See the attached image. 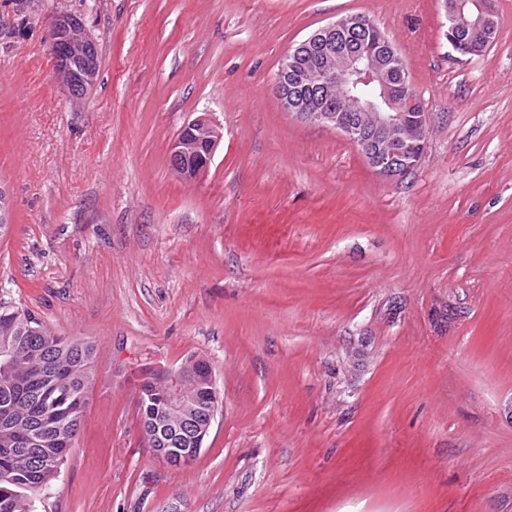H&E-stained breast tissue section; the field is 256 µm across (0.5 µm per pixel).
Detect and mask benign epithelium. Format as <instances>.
I'll return each mask as SVG.
<instances>
[{
	"label": "benign epithelium",
	"mask_w": 512,
	"mask_h": 512,
	"mask_svg": "<svg viewBox=\"0 0 512 512\" xmlns=\"http://www.w3.org/2000/svg\"><path fill=\"white\" fill-rule=\"evenodd\" d=\"M475 25L481 34L476 42L457 33L448 32V45L462 55H480L499 39V15L494 0H475ZM365 27L356 15L331 22L301 42L282 59L275 80V90L284 111L298 119L337 130L360 151L369 166L380 176L398 179L420 163L426 141H415L410 134V119L416 128L426 132L427 112L415 114L407 109L421 104L409 78L406 63L392 38H384L379 47L364 50L331 51L315 62L300 61L297 51L323 41L336 45ZM53 31L59 45L55 77L65 89L70 101L84 102L94 87L99 68L96 41L86 32L82 21L68 11L57 12ZM304 77L303 88L310 98L319 102L309 107L300 93L288 90V78L296 73ZM339 89L353 101L357 113L344 119L332 107L325 105L329 93ZM221 133L206 117H197L183 125L168 149L171 168L183 179L193 180L204 171L213 158ZM206 145L205 153L200 147ZM208 372L209 395L201 398L189 394L196 384L197 370ZM161 383L168 406L180 408L187 418L179 425H167L166 415L155 414L152 427L155 440L145 436L157 458L171 467H182L198 456L212 422L222 404L216 385L214 368L204 358H189L176 368L161 372Z\"/></svg>",
	"instance_id": "1"
}]
</instances>
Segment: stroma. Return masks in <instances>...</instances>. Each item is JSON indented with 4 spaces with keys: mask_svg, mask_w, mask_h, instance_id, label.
Masks as SVG:
<instances>
[{
    "mask_svg": "<svg viewBox=\"0 0 512 512\" xmlns=\"http://www.w3.org/2000/svg\"><path fill=\"white\" fill-rule=\"evenodd\" d=\"M471 60L441 0H0V299L91 341L81 431L37 512H512V0ZM96 84L69 101L51 20ZM346 15L393 37L428 114L383 179L285 112L282 57ZM222 138L180 179L168 148ZM211 361L197 458L163 464L142 370ZM53 31L59 45L55 77L70 101L83 103L94 87L99 68L96 41L86 32L82 21L68 11L57 12ZM220 139L221 133L217 126L207 117L188 121L169 145L168 160L171 168L185 180L195 179L211 163ZM201 146H204V153L200 152ZM199 152L201 156L193 158Z\"/></svg>",
    "mask_w": 512,
    "mask_h": 512,
    "instance_id": "1",
    "label": "stroma"
}]
</instances>
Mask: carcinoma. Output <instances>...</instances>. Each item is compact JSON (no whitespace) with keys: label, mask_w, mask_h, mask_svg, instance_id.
Returning a JSON list of instances; mask_svg holds the SVG:
<instances>
[{"label":"carcinoma","mask_w":512,"mask_h":512,"mask_svg":"<svg viewBox=\"0 0 512 512\" xmlns=\"http://www.w3.org/2000/svg\"><path fill=\"white\" fill-rule=\"evenodd\" d=\"M94 345L56 336L31 311L0 300V512H36L33 494L48 486L80 430ZM145 416L165 408L161 387L146 383Z\"/></svg>","instance_id":"cac0c4a2"}]
</instances>
